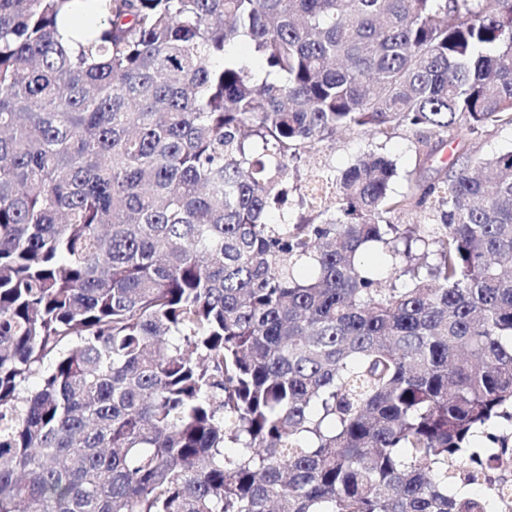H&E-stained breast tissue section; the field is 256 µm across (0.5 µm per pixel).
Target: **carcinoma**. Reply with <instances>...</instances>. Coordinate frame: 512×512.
Masks as SVG:
<instances>
[{"mask_svg":"<svg viewBox=\"0 0 512 512\" xmlns=\"http://www.w3.org/2000/svg\"><path fill=\"white\" fill-rule=\"evenodd\" d=\"M70 2L0 0V512H488L512 149L289 195L512 126V0ZM419 133L401 129L393 135V137L386 142L384 150L380 152L386 154L391 158L397 166V176L394 177L392 187L396 192L405 190L407 186L406 174L414 171V175L424 179H430L436 176L435 167L441 165L440 161L448 163L452 160L456 151L459 152H472L473 154L482 156L496 155L504 150H509L512 147V127H498L490 128L482 136L474 139L472 138L466 144L451 143L448 147L437 156V162L432 166L425 164L423 167H418L419 163V149L428 150L427 147L418 143ZM380 140L378 135L371 130H364L359 133L339 132L333 138V141L326 143L320 151L310 160L309 166L301 170L298 184L302 187L314 179L318 173L321 164H330L336 174L345 169L349 164L353 163L364 152L372 149L376 150Z\"/></svg>","mask_w":512,"mask_h":512,"instance_id":"1","label":"carcinoma"}]
</instances>
